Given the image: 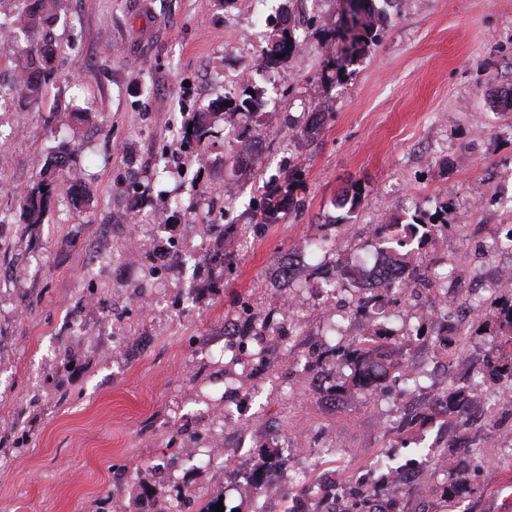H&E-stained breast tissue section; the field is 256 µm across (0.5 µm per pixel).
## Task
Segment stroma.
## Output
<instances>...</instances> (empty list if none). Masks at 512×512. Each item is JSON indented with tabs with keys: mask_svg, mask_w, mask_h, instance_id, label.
I'll list each match as a JSON object with an SVG mask.
<instances>
[{
	"mask_svg": "<svg viewBox=\"0 0 512 512\" xmlns=\"http://www.w3.org/2000/svg\"><path fill=\"white\" fill-rule=\"evenodd\" d=\"M285 10L299 23L296 48L260 74L261 47L245 34ZM56 12L45 99L0 110V512H113L116 500L124 512H167L185 487L223 493L226 512H285L289 499L317 512L313 490L329 477L352 488L350 512H512V450L489 442L512 431V380L486 371L493 314L512 291L483 293L461 333L435 315L430 291H419L424 315L411 321L403 298L386 297L376 329L392 364L371 391L353 387L343 356L361 339L363 313L339 341L323 334L328 308L300 313L293 343L310 358L304 368L280 354L288 319L276 303L292 256L308 284L335 259L361 276L381 245L377 224L421 213L440 227L424 258L447 259L463 278L484 258L485 235L512 225L501 201L512 194V110L500 103L512 84V0H404L380 44L341 72L325 67L338 57L339 0H58ZM249 84L262 112L216 111L207 150L172 137ZM314 112L327 119L305 132ZM260 124L274 136L259 138L255 164H235V133ZM53 154L66 165L49 174L45 220L24 223L19 199ZM290 165L302 173L300 209L253 223L265 181ZM219 176L237 193L216 229L202 202ZM357 188L352 210L342 198ZM139 210L165 215L142 241L126 232ZM243 229L251 244L240 251ZM322 237L331 252L306 249ZM175 244L224 260L198 265L191 309L178 306L177 266L154 282L155 306H136L140 270L121 255L162 256ZM96 252L112 261L92 273ZM254 318L270 330L262 357L254 337L228 332L231 320ZM449 350L456 364L436 367ZM401 362L425 373L409 414L383 399ZM475 380L500 404L470 399L462 429L436 408ZM228 405L248 425L225 434L240 481L179 454L204 443ZM286 432L336 455L286 499L266 498L246 476L270 455L285 464ZM408 467L427 499L397 486ZM453 471L470 491L450 492Z\"/></svg>",
	"mask_w": 512,
	"mask_h": 512,
	"instance_id": "35a3bbf8",
	"label": "stroma"
}]
</instances>
